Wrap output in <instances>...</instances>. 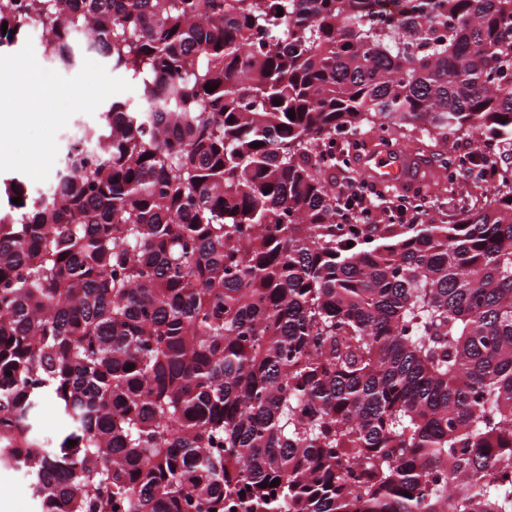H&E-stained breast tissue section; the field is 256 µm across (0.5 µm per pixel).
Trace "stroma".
Segmentation results:
<instances>
[{
  "label": "stroma",
  "mask_w": 512,
  "mask_h": 512,
  "mask_svg": "<svg viewBox=\"0 0 512 512\" xmlns=\"http://www.w3.org/2000/svg\"><path fill=\"white\" fill-rule=\"evenodd\" d=\"M25 61L39 75L45 94L40 116L18 127L0 130L10 141L12 158L0 159V178L25 180L36 192L50 190L64 137L78 120L95 121L106 98H131L134 85L121 72L96 56L85 57L73 70L50 67L41 55L38 36L31 35L17 47L0 52V78L12 75L17 61ZM492 186L474 177H457L425 206L426 222L443 224L452 220L459 206L475 194H491Z\"/></svg>",
  "instance_id": "stroma-1"
}]
</instances>
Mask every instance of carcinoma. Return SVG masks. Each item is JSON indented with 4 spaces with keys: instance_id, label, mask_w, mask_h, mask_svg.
Wrapping results in <instances>:
<instances>
[{
    "instance_id": "1",
    "label": "carcinoma",
    "mask_w": 512,
    "mask_h": 512,
    "mask_svg": "<svg viewBox=\"0 0 512 512\" xmlns=\"http://www.w3.org/2000/svg\"><path fill=\"white\" fill-rule=\"evenodd\" d=\"M394 2L0 0V49L36 15L137 89L48 193L0 183V467L38 512H512V0ZM366 127L445 172L484 137L494 192L344 234L324 151Z\"/></svg>"
}]
</instances>
